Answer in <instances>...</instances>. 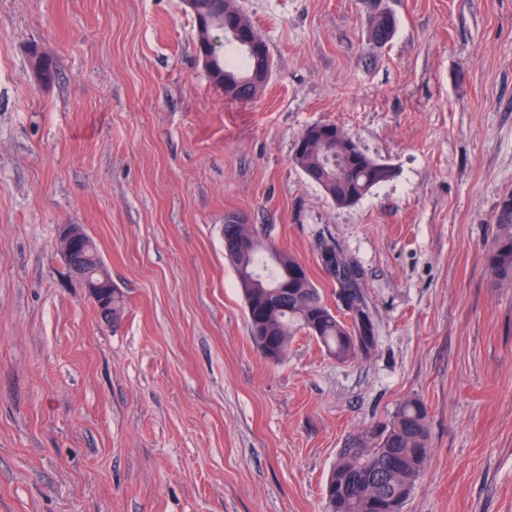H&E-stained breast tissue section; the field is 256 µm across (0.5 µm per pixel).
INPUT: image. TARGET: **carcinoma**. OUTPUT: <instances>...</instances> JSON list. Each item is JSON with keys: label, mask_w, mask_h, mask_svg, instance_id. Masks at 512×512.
Instances as JSON below:
<instances>
[{"label": "carcinoma", "mask_w": 512, "mask_h": 512, "mask_svg": "<svg viewBox=\"0 0 512 512\" xmlns=\"http://www.w3.org/2000/svg\"><path fill=\"white\" fill-rule=\"evenodd\" d=\"M211 53L218 60L212 81L224 74L246 76L252 67L243 54L224 58V35L207 32ZM300 136L304 148H295L293 161L317 186L331 188L334 202L349 206L373 187L393 177V170L371 157L352 138L327 139L314 124ZM495 232L486 252L490 275L512 284V191L502 195L495 214ZM249 235L255 245L248 251L232 250L235 239ZM224 254L233 266L245 301L246 316L261 354L281 361L300 332L315 339L336 361L345 363L369 356L377 346V327L361 279L348 286L368 320L362 333L353 315L332 309L312 281L305 266L292 254L242 224L224 225ZM288 271H283V265ZM430 456L428 410L416 397L403 400L381 430L364 433L341 449L324 487L329 512H404Z\"/></svg>", "instance_id": "cac0c4a2"}]
</instances>
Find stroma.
<instances>
[{"mask_svg": "<svg viewBox=\"0 0 512 512\" xmlns=\"http://www.w3.org/2000/svg\"><path fill=\"white\" fill-rule=\"evenodd\" d=\"M236 2L271 56L250 101L213 83L182 0H0V512H328L340 449L409 396L431 454L404 512H512V286L484 251L512 191V0ZM316 123L393 178L337 206L293 161ZM230 215L324 295L322 242L358 263L375 352L301 333L264 359ZM62 224L96 242L120 321ZM57 248L64 257L71 274L76 277L86 294L93 300L100 318L112 322L120 318L124 309L122 294L116 290L107 270L92 268L84 261V253L92 249L80 224H64L58 231ZM82 244L83 248L80 249ZM92 252V259L104 265L98 249ZM105 266V265H104Z\"/></svg>", "mask_w": 512, "mask_h": 512, "instance_id": "35a3bbf8", "label": "stroma"}]
</instances>
